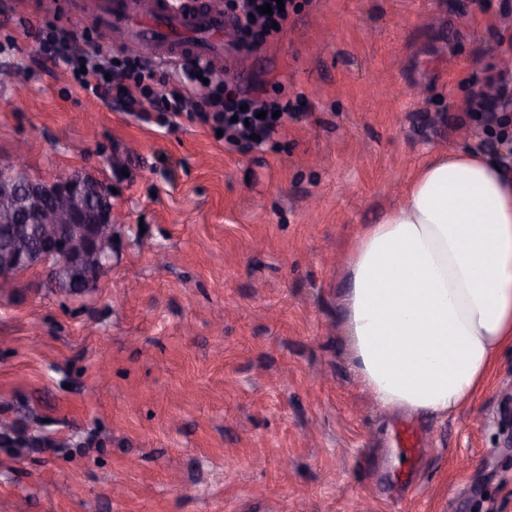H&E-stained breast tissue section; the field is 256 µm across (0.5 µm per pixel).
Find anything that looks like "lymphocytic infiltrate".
Returning a JSON list of instances; mask_svg holds the SVG:
<instances>
[{
	"label": "lymphocytic infiltrate",
	"mask_w": 512,
	"mask_h": 512,
	"mask_svg": "<svg viewBox=\"0 0 512 512\" xmlns=\"http://www.w3.org/2000/svg\"><path fill=\"white\" fill-rule=\"evenodd\" d=\"M267 0H232L236 24L248 49L256 50L276 36L278 25L284 24V12L260 13ZM38 48L48 60L63 63L76 87L100 99L123 100L130 111L153 109L202 122L223 125L225 133L246 145H254L256 137H268L279 125L274 113L279 106L225 81L212 67L190 60L185 64L187 80L171 81L167 72H159L135 56L99 59L96 48L77 53L69 41L54 27L42 26Z\"/></svg>",
	"instance_id": "obj_1"
}]
</instances>
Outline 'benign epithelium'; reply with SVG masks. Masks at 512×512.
<instances>
[{"mask_svg": "<svg viewBox=\"0 0 512 512\" xmlns=\"http://www.w3.org/2000/svg\"><path fill=\"white\" fill-rule=\"evenodd\" d=\"M103 197L110 193L101 190L90 198L79 175L34 181L23 201L16 199L14 188L4 187L3 199L11 207L0 217V282L44 267L52 258L53 274L68 277L73 287L95 284L111 268L114 251L112 206L103 204Z\"/></svg>", "mask_w": 512, "mask_h": 512, "instance_id": "1", "label": "benign epithelium"}]
</instances>
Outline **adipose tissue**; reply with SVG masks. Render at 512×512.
<instances>
[{"label": "adipose tissue", "mask_w": 512, "mask_h": 512, "mask_svg": "<svg viewBox=\"0 0 512 512\" xmlns=\"http://www.w3.org/2000/svg\"><path fill=\"white\" fill-rule=\"evenodd\" d=\"M341 298L359 386L383 410L447 416L512 347V170L442 152L355 234Z\"/></svg>", "instance_id": "obj_1"}]
</instances>
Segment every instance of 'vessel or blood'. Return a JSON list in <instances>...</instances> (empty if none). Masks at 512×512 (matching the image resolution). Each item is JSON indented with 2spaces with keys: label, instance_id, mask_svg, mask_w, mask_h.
I'll list each match as a JSON object with an SVG mask.
<instances>
[{
  "label": "vessel or blood",
  "instance_id": "b4317fda",
  "mask_svg": "<svg viewBox=\"0 0 512 512\" xmlns=\"http://www.w3.org/2000/svg\"><path fill=\"white\" fill-rule=\"evenodd\" d=\"M90 11L115 42L139 44L162 63L189 58L220 69L240 52L233 18L214 0H92Z\"/></svg>",
  "mask_w": 512,
  "mask_h": 512
}]
</instances>
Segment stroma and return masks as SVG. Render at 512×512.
<instances>
[{"mask_svg":"<svg viewBox=\"0 0 512 512\" xmlns=\"http://www.w3.org/2000/svg\"><path fill=\"white\" fill-rule=\"evenodd\" d=\"M294 3L224 71L288 106L249 148L75 87L39 26L121 48L72 0H0V160L102 182L117 217L94 288L0 293V512H512V349L448 417L384 411L337 319L353 232L426 160L512 164V109L474 107L512 62V0Z\"/></svg>","mask_w":512,"mask_h":512,"instance_id":"35a3bbf8","label":"stroma"}]
</instances>
